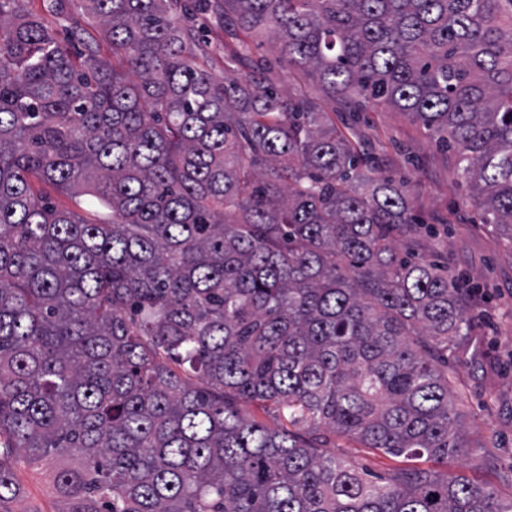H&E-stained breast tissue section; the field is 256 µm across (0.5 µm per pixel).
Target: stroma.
<instances>
[{
    "label": "stroma",
    "instance_id": "obj_1",
    "mask_svg": "<svg viewBox=\"0 0 512 512\" xmlns=\"http://www.w3.org/2000/svg\"><path fill=\"white\" fill-rule=\"evenodd\" d=\"M228 71L235 76L256 72L278 88L306 92L354 144L377 157L380 177L406 185L413 218L434 227L418 252L446 265L449 275L468 288L476 322L468 342L482 354L480 364L457 367L452 377L473 449L465 458L449 460L448 470L492 484L502 498L511 499L512 483L505 476L512 473V243L484 223L470 186L456 176L454 152L387 105L327 95L314 73L288 66L267 49L253 51ZM321 447L378 475L402 465L330 432L324 433ZM16 474L24 494L9 503L10 512H63L65 502L42 469L27 466Z\"/></svg>",
    "mask_w": 512,
    "mask_h": 512
}]
</instances>
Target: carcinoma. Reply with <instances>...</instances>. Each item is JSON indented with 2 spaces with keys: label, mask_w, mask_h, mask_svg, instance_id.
Masks as SVG:
<instances>
[{
  "label": "carcinoma",
  "mask_w": 512,
  "mask_h": 512,
  "mask_svg": "<svg viewBox=\"0 0 512 512\" xmlns=\"http://www.w3.org/2000/svg\"><path fill=\"white\" fill-rule=\"evenodd\" d=\"M84 2L74 56L0 0V512L24 464L64 512H512L438 469L469 453L448 352L480 354L463 288L397 252L406 187L310 97L215 77L196 24L419 122L512 243V0ZM325 430L411 465L360 473ZM240 409L242 414L255 418L269 428H277L287 424L282 412L275 409L272 405L242 403Z\"/></svg>",
  "instance_id": "1"
}]
</instances>
